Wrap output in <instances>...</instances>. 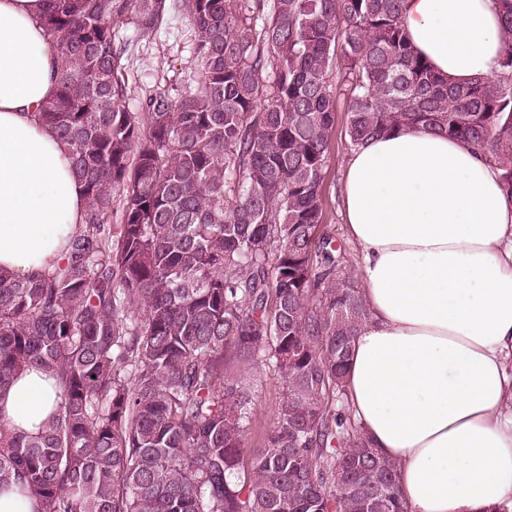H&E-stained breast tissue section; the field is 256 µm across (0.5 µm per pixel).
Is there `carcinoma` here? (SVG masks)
<instances>
[{"label":"carcinoma","instance_id":"carcinoma-1","mask_svg":"<svg viewBox=\"0 0 512 512\" xmlns=\"http://www.w3.org/2000/svg\"><path fill=\"white\" fill-rule=\"evenodd\" d=\"M170 8L201 79L139 117L116 29L152 33ZM500 9L501 75L458 83L415 53L402 0H47L58 81L40 118L70 147L86 218L53 271L0 272V390L25 368L63 389L41 433L0 424V490L34 512H404L396 463L330 403L368 311L332 240L312 248L329 73L351 78L352 148L439 130L512 195V0ZM235 362L285 382L247 461Z\"/></svg>","mask_w":512,"mask_h":512}]
</instances>
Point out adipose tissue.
<instances>
[{"label": "adipose tissue", "mask_w": 512, "mask_h": 512, "mask_svg": "<svg viewBox=\"0 0 512 512\" xmlns=\"http://www.w3.org/2000/svg\"><path fill=\"white\" fill-rule=\"evenodd\" d=\"M45 0H0V271H51L84 222L68 147L40 117L56 90ZM401 23L435 72L494 78L498 0H404ZM343 217L369 317L348 366L349 408L398 466L407 512H512V195L446 134L370 139L345 170ZM37 368L0 391V424L33 436L61 400Z\"/></svg>", "instance_id": "ef3b65f1"}]
</instances>
